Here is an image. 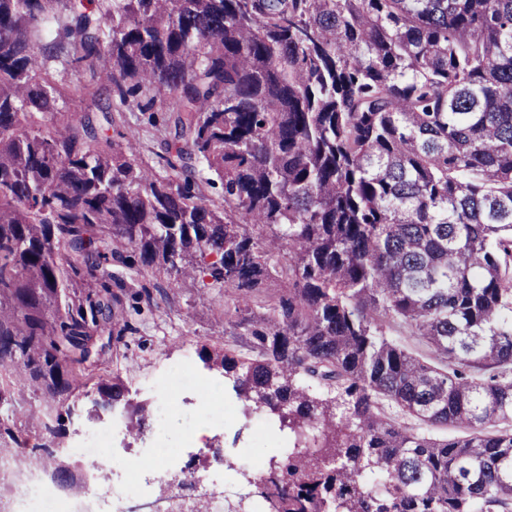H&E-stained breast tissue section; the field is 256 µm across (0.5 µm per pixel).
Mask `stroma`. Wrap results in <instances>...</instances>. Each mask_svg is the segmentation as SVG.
<instances>
[{
	"label": "stroma",
	"mask_w": 512,
	"mask_h": 512,
	"mask_svg": "<svg viewBox=\"0 0 512 512\" xmlns=\"http://www.w3.org/2000/svg\"><path fill=\"white\" fill-rule=\"evenodd\" d=\"M108 137L132 144L143 161L146 177L163 175L157 163L160 148L158 133L146 124L141 113L125 112L116 116ZM113 273L120 292L125 296L123 319L130 330L123 339L95 331L90 341L91 365L87 371L88 392H95L99 375L117 372L129 390L132 402H139V390L158 380L168 366L188 360L190 370L207 373V366L197 351L201 346L220 349L227 347L244 352V345L236 344L225 324L224 312L228 305L222 289L212 285L209 278L199 275L179 280L166 275L139 277L132 270L117 267ZM159 287L166 298L151 306L134 299L140 286ZM224 415L228 426L221 431H209L207 440L194 447H182L183 428L180 420H173L167 436L173 446L181 450L182 465H190L197 458L224 451L230 465L224 470V512H250L257 502V489L244 477L250 464L267 460L276 446L274 437L260 438L252 434L250 423L243 414V404L232 391L224 393Z\"/></svg>",
	"instance_id": "stroma-1"
}]
</instances>
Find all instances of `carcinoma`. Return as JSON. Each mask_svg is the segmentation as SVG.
Returning <instances> with one entry per match:
<instances>
[{
	"instance_id": "carcinoma-1",
	"label": "carcinoma",
	"mask_w": 512,
	"mask_h": 512,
	"mask_svg": "<svg viewBox=\"0 0 512 512\" xmlns=\"http://www.w3.org/2000/svg\"><path fill=\"white\" fill-rule=\"evenodd\" d=\"M55 62L161 129L167 177L55 121ZM114 265L244 303L248 353L198 356L288 435L264 512H509L512 0H0V453L51 466L15 394L65 435L91 330L127 329Z\"/></svg>"
}]
</instances>
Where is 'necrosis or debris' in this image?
Returning <instances> with one entry per match:
<instances>
[{
  "label": "necrosis or debris",
  "instance_id": "obj_1",
  "mask_svg": "<svg viewBox=\"0 0 512 512\" xmlns=\"http://www.w3.org/2000/svg\"><path fill=\"white\" fill-rule=\"evenodd\" d=\"M150 392L156 430L149 448L136 451L118 445L117 438L125 433L126 424L115 416L80 431L68 448L70 456L108 468L110 482H91L82 495L67 497L42 474L29 469L21 457H0V480L8 476L14 479L9 494L0 498V512H125L128 497L141 494L156 480L168 478L189 492L209 490L224 469L223 459H216L210 472L171 473L169 465L176 451L167 446L165 434L170 419L179 412L185 418L187 440H195L200 427L222 428L224 395L220 382L189 380L180 370L152 385Z\"/></svg>",
  "mask_w": 512,
  "mask_h": 512
}]
</instances>
